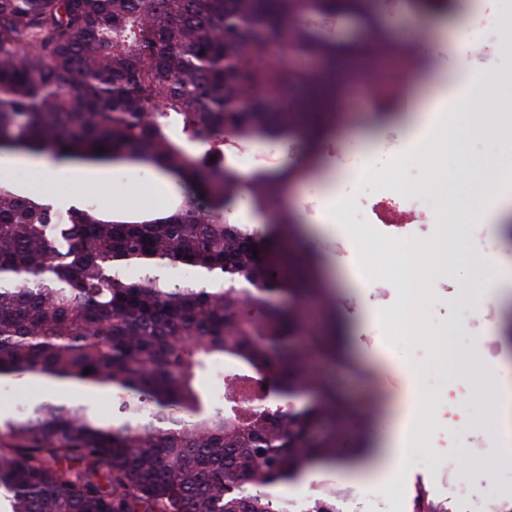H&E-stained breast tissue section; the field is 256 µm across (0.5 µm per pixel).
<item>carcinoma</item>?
Listing matches in <instances>:
<instances>
[{"instance_id":"1","label":"carcinoma","mask_w":512,"mask_h":512,"mask_svg":"<svg viewBox=\"0 0 512 512\" xmlns=\"http://www.w3.org/2000/svg\"><path fill=\"white\" fill-rule=\"evenodd\" d=\"M369 3L0 0V155L152 168L187 189L128 215L0 183V384L112 397L107 415L80 402L0 415L6 512H294L270 488L341 462V396L308 367L340 353L344 330L296 340L321 288L280 251L292 171L245 182L237 163L253 141L327 131L324 94L354 49L297 18L339 12L377 32ZM275 46L325 67L292 71ZM273 88L299 93L302 114L269 110ZM240 200L268 227L230 221ZM176 266L196 279L166 278ZM302 512H340L336 492Z\"/></svg>"}]
</instances>
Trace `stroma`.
I'll list each match as a JSON object with an SVG mask.
<instances>
[{
	"label": "stroma",
	"instance_id": "1",
	"mask_svg": "<svg viewBox=\"0 0 512 512\" xmlns=\"http://www.w3.org/2000/svg\"><path fill=\"white\" fill-rule=\"evenodd\" d=\"M412 16L402 13V0H371V9L384 32L406 30L415 20L427 24L423 37L392 40L388 54L402 62L417 83L419 98H426L436 80L451 78L457 67L454 28L467 19L470 0H454L441 12L429 0H414ZM318 32L325 38L356 49L369 48L372 38L354 18L319 16ZM472 57L474 69L504 81L493 92L495 115L512 126V49L502 44L497 21H489L478 39ZM367 84L337 85L326 101L333 120L329 132L306 160L301 144H273L270 164L295 169L296 174L279 187L295 219V232L283 247L292 254H307L315 261V272L327 298L326 310L349 330L347 353L319 364L321 373L339 388L352 411L343 420L346 431L344 457H353L361 440L378 438L388 426L389 396L403 385L390 366L403 363L417 372L423 408L418 411V437L402 459L396 476L387 486L364 490L339 487L342 512H373L377 500H385L389 512H416L427 503L439 512H465V504L454 495L455 483L468 485L482 512H512V453L497 448V427L490 405L470 396L457 410L463 434L452 446H444L450 424L444 413L448 391L464 377L480 378L488 369L512 364V296L495 301L480 299V289L494 277L477 247L470 225L463 219L475 201L467 186L449 178L452 168L484 165L495 171L512 170V153L500 140L474 133L465 145L448 154L435 147V161L404 159L397 147L404 137L398 113L374 112ZM376 144L379 153L369 163V182H361L345 168L344 158L363 154V146ZM335 175L336 191L346 206L340 215L347 231L327 235L318 227L322 208V180ZM34 188L69 205L84 198L133 214L161 209L169 199L180 197L181 187L163 182L157 172L137 167L110 170L104 184H76L72 169L55 167L52 178L37 174ZM412 193L430 198L427 223L414 225L413 241L429 252L430 259L417 268L422 289L419 336L409 339L408 351H400L395 340L401 333L403 294L394 277L395 246L386 242L394 225L384 223L373 211L365 224L352 223L368 194ZM469 309L461 320V309ZM379 394L373 414L359 413L369 393ZM469 469H462V459Z\"/></svg>",
	"mask_w": 512,
	"mask_h": 512
}]
</instances>
